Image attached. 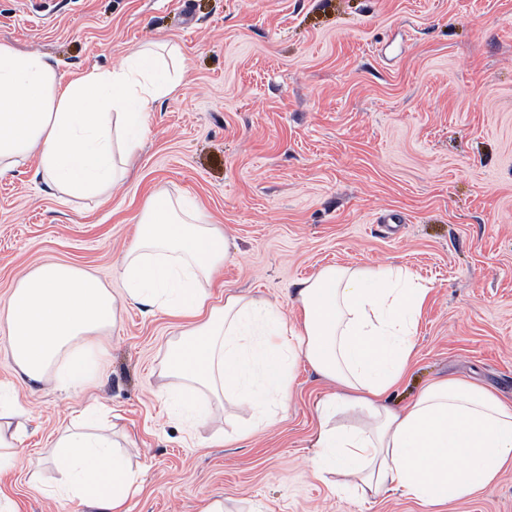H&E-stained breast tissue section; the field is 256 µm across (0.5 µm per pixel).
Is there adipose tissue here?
<instances>
[{
    "label": "adipose tissue",
    "mask_w": 512,
    "mask_h": 512,
    "mask_svg": "<svg viewBox=\"0 0 512 512\" xmlns=\"http://www.w3.org/2000/svg\"><path fill=\"white\" fill-rule=\"evenodd\" d=\"M182 69L161 67L152 47L109 69L62 81L45 53L0 42V175L15 160L40 158L41 179L71 197L101 196L125 180L142 145L146 114L180 86ZM232 255L222 230L190 198L159 190L144 203L134 240L115 262L123 296L92 273L46 262L19 280L5 305L7 349L17 374L69 392L87 381L89 356L138 303L183 320L161 375L179 417L194 426L223 411H286L291 365L304 356L333 391L321 403L314 475L336 473L346 487L399 494L442 512L494 486L512 465V400L465 378L438 380L410 406L386 404L406 374L413 336L430 293L399 266H327L295 282L299 312L289 324L261 295L210 288ZM92 402L58 432L47 455L23 446L26 409L0 387V474L25 467L39 477L47 460L64 478L44 488L53 500L80 499L103 512H129L137 475Z\"/></svg>",
    "instance_id": "adipose-tissue-1"
}]
</instances>
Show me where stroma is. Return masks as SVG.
<instances>
[{"instance_id":"1","label":"stroma","mask_w":512,"mask_h":512,"mask_svg":"<svg viewBox=\"0 0 512 512\" xmlns=\"http://www.w3.org/2000/svg\"><path fill=\"white\" fill-rule=\"evenodd\" d=\"M156 41L179 47L185 83L149 113L125 182L65 202L37 156L0 175V305L47 260L121 293L113 265L164 189L195 198L229 239L215 299L260 294L287 311L293 283L329 264L403 266L430 287L392 407L448 377L512 399V0H0V42L50 55L67 80ZM176 334L127 304L78 394L17 380L0 348V383L28 410L25 447H50L96 397L138 448L130 512H200L214 498L224 512H430L313 476L331 387L305 357L287 413L247 425L228 398L211 431L189 429L158 377ZM38 484L19 467L0 492L18 512H89ZM447 512H512V467Z\"/></svg>"}]
</instances>
